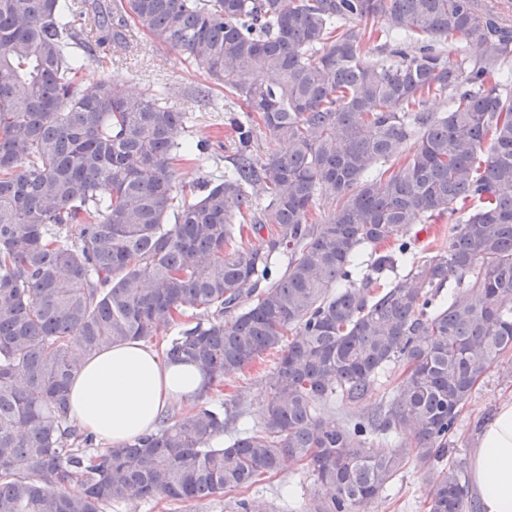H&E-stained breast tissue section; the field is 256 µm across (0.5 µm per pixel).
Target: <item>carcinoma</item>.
Listing matches in <instances>:
<instances>
[{
  "mask_svg": "<svg viewBox=\"0 0 512 512\" xmlns=\"http://www.w3.org/2000/svg\"><path fill=\"white\" fill-rule=\"evenodd\" d=\"M140 29L244 112L231 166L188 190L176 162L204 168L214 148L175 143L191 120L178 97L110 73L78 88L72 49L104 64ZM367 37L383 40L372 64ZM448 37L478 55L451 58ZM511 60L498 0H0V512L213 501L293 464L320 490L303 512H365L409 461L444 458L512 351ZM257 126L284 149L255 158ZM445 218L448 250L416 256L410 225ZM247 227L273 233L257 246ZM172 329L165 355L216 387L281 352L261 420L226 442L238 402L201 401L92 452L67 402L83 358ZM392 366L373 412L324 417ZM424 505L475 512L463 460Z\"/></svg>",
  "mask_w": 512,
  "mask_h": 512,
  "instance_id": "1",
  "label": "carcinoma"
}]
</instances>
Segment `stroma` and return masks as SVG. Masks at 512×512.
<instances>
[{
  "mask_svg": "<svg viewBox=\"0 0 512 512\" xmlns=\"http://www.w3.org/2000/svg\"><path fill=\"white\" fill-rule=\"evenodd\" d=\"M108 70L124 80L128 89L138 93L162 84L187 95L200 88L208 89V101L192 102L193 123L179 130L176 140L183 143L208 137L222 142L223 147L216 151L210 168H201L192 161L180 164L177 182L188 186L206 177L207 173L217 174L229 166L238 146L231 125L237 107L225 101L223 88L214 86L201 66L188 63L176 50L153 43L143 32L129 48L113 51L109 67L87 63L79 74L81 90L92 91ZM273 364V354L263 355L243 373L226 380L223 387L212 390L211 399L217 402L236 399L244 412L242 425L258 422L266 398L265 376ZM509 400H512V352L504 354L487 370L463 407L457 423L453 458H470L484 424L492 418L499 403ZM430 478L428 470L416 462H409L390 490L369 505L368 512H422L421 504ZM316 489L314 476L302 466L294 465L256 484L246 496L263 512H274L286 503L294 507L303 505Z\"/></svg>",
  "mask_w": 512,
  "mask_h": 512,
  "instance_id": "35a3bbf8",
  "label": "stroma"
}]
</instances>
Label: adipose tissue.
Instances as JSON below:
<instances>
[{
    "mask_svg": "<svg viewBox=\"0 0 512 512\" xmlns=\"http://www.w3.org/2000/svg\"><path fill=\"white\" fill-rule=\"evenodd\" d=\"M211 389L195 363L171 362L151 345L130 340L85 361L68 388L70 414L106 446L153 432L174 408ZM481 512H512V401L500 403L483 427L470 463Z\"/></svg>",
    "mask_w": 512,
    "mask_h": 512,
    "instance_id": "adipose-tissue-1",
    "label": "adipose tissue"
}]
</instances>
